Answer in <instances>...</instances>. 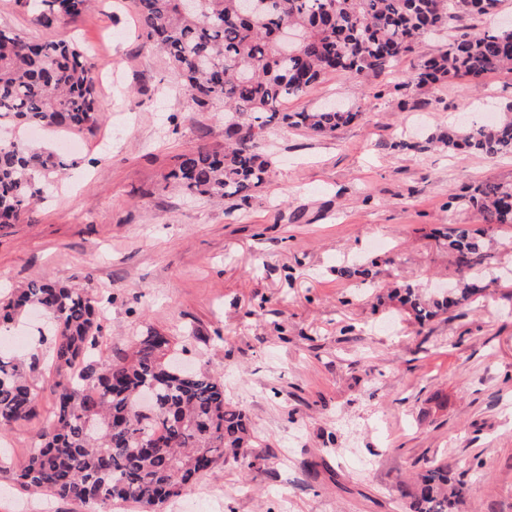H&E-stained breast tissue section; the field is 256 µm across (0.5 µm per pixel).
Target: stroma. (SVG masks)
I'll return each instance as SVG.
<instances>
[{
	"mask_svg": "<svg viewBox=\"0 0 512 512\" xmlns=\"http://www.w3.org/2000/svg\"><path fill=\"white\" fill-rule=\"evenodd\" d=\"M1 26L84 47L101 120L39 133L45 149H79L51 198L0 224V295L45 277L86 284L103 299L104 349L178 337L180 363L222 377L265 459L218 462L163 512H403L401 480L434 459L471 488L458 512H512V225L489 232L502 276L463 315L421 326L377 301L382 287L457 279L442 232L481 228L469 189L512 185V156L457 155L436 137L512 102L511 73L407 87L405 55L379 79L327 74L283 111L330 101L361 118L325 138L273 127L259 145L268 183L218 205L164 176L179 154L223 146L224 107L199 112L179 93L134 0L50 28L0 0ZM374 259L375 285L340 273ZM49 375L32 373L36 414L0 439V512H91L16 480L54 403Z\"/></svg>",
	"mask_w": 512,
	"mask_h": 512,
	"instance_id": "obj_1",
	"label": "stroma"
}]
</instances>
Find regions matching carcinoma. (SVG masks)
I'll list each match as a JSON object with an SVG mask.
<instances>
[{
	"label": "carcinoma",
	"instance_id": "obj_1",
	"mask_svg": "<svg viewBox=\"0 0 512 512\" xmlns=\"http://www.w3.org/2000/svg\"><path fill=\"white\" fill-rule=\"evenodd\" d=\"M136 0L139 27L167 57L187 101L203 112L224 104L226 142L178 157L165 180L188 199L246 200L270 178L271 160L258 142L277 124L316 136L353 122L358 109L281 112L331 72L365 79L387 74L431 34L448 33L418 58L412 82H479L512 71V24L477 31L469 22L499 12L501 0ZM91 0H36L34 20L50 27L86 13ZM93 77L84 51L65 40L26 39L0 27V129L97 126ZM455 152L512 155V104L492 124L448 128ZM67 161L16 137L0 138V224L20 219ZM482 223L512 224V189L481 183L469 196ZM459 278L444 292L403 289L401 303L421 324L460 309L493 279L494 253L479 231L450 224L442 233ZM42 310L50 322L52 411L16 473L20 484L86 505L121 501L159 512L231 453L250 464L253 436L245 415L224 399V380L188 371L173 359L175 342L151 331L126 352L97 349L102 336L92 290L52 279L32 281L0 301V331L20 311ZM39 357L0 352V431L31 418ZM469 485L433 461L405 482L410 512H454Z\"/></svg>",
	"mask_w": 512,
	"mask_h": 512
}]
</instances>
